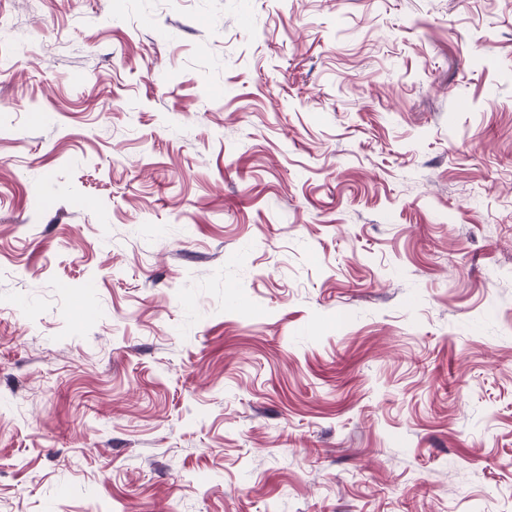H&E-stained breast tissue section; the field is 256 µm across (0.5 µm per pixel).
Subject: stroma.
Here are the masks:
<instances>
[{
	"instance_id": "obj_1",
	"label": "stroma",
	"mask_w": 512,
	"mask_h": 512,
	"mask_svg": "<svg viewBox=\"0 0 512 512\" xmlns=\"http://www.w3.org/2000/svg\"><path fill=\"white\" fill-rule=\"evenodd\" d=\"M0 512H512V0H0Z\"/></svg>"
}]
</instances>
